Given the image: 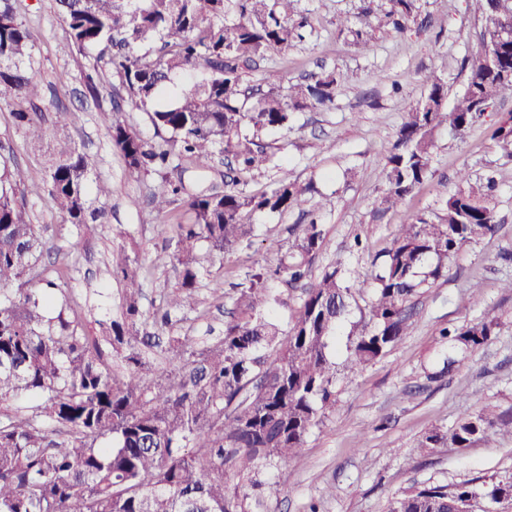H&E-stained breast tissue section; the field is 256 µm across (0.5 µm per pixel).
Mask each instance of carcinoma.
I'll return each instance as SVG.
<instances>
[{"label":"carcinoma","mask_w":512,"mask_h":512,"mask_svg":"<svg viewBox=\"0 0 512 512\" xmlns=\"http://www.w3.org/2000/svg\"><path fill=\"white\" fill-rule=\"evenodd\" d=\"M55 2L69 30L60 51H96L87 87L99 94L97 79L112 72L131 104L164 135V145L149 146L122 120L121 106L103 113L125 166L162 173L151 191L158 214L186 191L185 174L209 169L217 152L232 156L241 172L276 166L262 135L287 127L296 111L333 104L332 73L313 75L286 94L274 72L264 76L263 89L244 83L245 70L267 52L312 34L296 0ZM473 3L485 20L482 44L499 42L512 68V38L499 37L512 29V0ZM416 16V0H388L378 23L362 21L350 33L366 46L376 31L402 32ZM34 48L18 0H0V109H10L33 144L50 139L48 202L92 234L101 213L91 208V192L107 196L111 189L90 184V157L45 126ZM426 86L384 156L388 209L428 178L436 130L462 138L490 106L512 99V76L479 56L452 106L440 78L428 76ZM492 137L512 149V114ZM28 182L20 165L0 160V406L20 397L36 402L30 410L0 412V512H272L261 493L262 474L300 458L336 404L339 330L350 324L345 362L351 371L383 358L407 334L412 299L446 276L448 260L464 246L500 229L489 206L496 181L488 176L450 196L437 220L417 216L399 225L376 257L371 281L351 276L340 262L329 264L283 328L271 316L276 297L268 281L281 274L291 285L307 279L324 242V225L313 217L291 252L269 243L267 250L279 255L275 269L258 265L237 284L234 303L242 317L224 324L222 339L200 349L188 336L154 342L148 326L171 324L193 299L201 244L222 257L253 234L246 214L302 208L313 191L309 182L280 181L255 195L235 178L222 190L202 188L187 196L189 222L177 225L172 260L181 265V279L153 316L141 309V268L121 252L112 254L123 307L103 340L123 363L117 370L81 329L78 303L49 310L47 291L61 287L67 272L41 266L45 243L24 201ZM499 328L495 318L443 328L447 352L438 374L458 368ZM152 344L176 371L143 360L141 347ZM490 432L512 436V412L474 411L449 430L431 429L419 447L469 448ZM506 489L512 491V473L451 488L429 483L393 498L387 512H501Z\"/></svg>","instance_id":"1"}]
</instances>
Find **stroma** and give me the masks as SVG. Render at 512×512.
I'll return each instance as SVG.
<instances>
[{
    "label": "stroma",
    "mask_w": 512,
    "mask_h": 512,
    "mask_svg": "<svg viewBox=\"0 0 512 512\" xmlns=\"http://www.w3.org/2000/svg\"><path fill=\"white\" fill-rule=\"evenodd\" d=\"M429 26L413 25L400 33L385 31L366 47L354 44L350 27L375 21L386 0H299L314 23L312 37L285 51L271 52L260 66L247 70V85H260L267 71H278L284 84L321 71L336 73L335 106L295 113L288 128L267 133L263 141L278 166L247 179L246 190L258 194L280 181L313 182L314 199L322 207L325 239L311 274L342 260L352 276L366 277L374 256L391 241L399 224L417 215L434 217L455 193L459 171L470 184L494 174L498 190L491 198L501 225L499 234L464 247L449 262L448 274L415 301L406 334L382 359L358 371L340 373L336 407L310 437L303 456L292 465L265 473L273 512H385L389 500L428 481L450 485L512 472V437L489 435L472 447L422 450L423 436L433 427L451 428L467 412L485 407L512 411V293L500 283L512 279V154L502 151L488 129L512 112V99L497 102L464 138L447 130L434 136L429 178L394 210L381 205L382 157L394 142L404 112L426 92L428 75L441 78L449 99L466 88L464 60L481 49L484 20L472 0H417ZM22 13L36 33V54L43 84L41 107L47 127L64 124L76 144L96 163L93 180L112 192L92 197L105 214L95 233L83 235L53 210L41 189L48 155L29 144L8 110H0V153L27 169L31 185L25 199L46 241L42 263L69 268L57 299L82 307L81 324L90 336L120 310L121 286L112 275V254L125 250L142 267V308L153 312L178 282L179 268L169 255L177 225L185 219L182 203L157 215L150 189L157 174L128 171L113 148L102 113L113 100L125 99L118 77L105 74L108 92L92 97L83 75L93 53L60 54L68 38L55 0H22ZM257 227L250 240L224 257L202 255L206 270L199 280L193 307L177 313V336L203 345L223 336L224 323L235 313L233 286L255 262L275 263L266 243L291 247L305 218L299 210L284 214L256 212L247 218ZM362 249H354V242ZM220 279L223 294H213ZM481 286L472 296L473 286ZM499 317V334L453 373L435 376L442 351L439 332L463 327L484 317Z\"/></svg>",
    "instance_id": "stroma-1"
}]
</instances>
